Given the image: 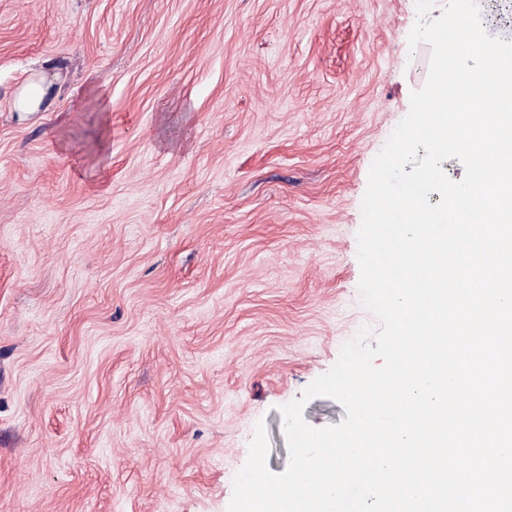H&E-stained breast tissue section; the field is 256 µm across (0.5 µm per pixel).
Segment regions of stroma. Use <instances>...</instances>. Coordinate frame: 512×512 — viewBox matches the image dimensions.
I'll return each instance as SVG.
<instances>
[{"label": "stroma", "mask_w": 512, "mask_h": 512, "mask_svg": "<svg viewBox=\"0 0 512 512\" xmlns=\"http://www.w3.org/2000/svg\"><path fill=\"white\" fill-rule=\"evenodd\" d=\"M416 18L0 0V512H227L259 423L287 468L280 406L377 324L357 231L427 78ZM39 75L40 109L14 111Z\"/></svg>", "instance_id": "stroma-1"}]
</instances>
